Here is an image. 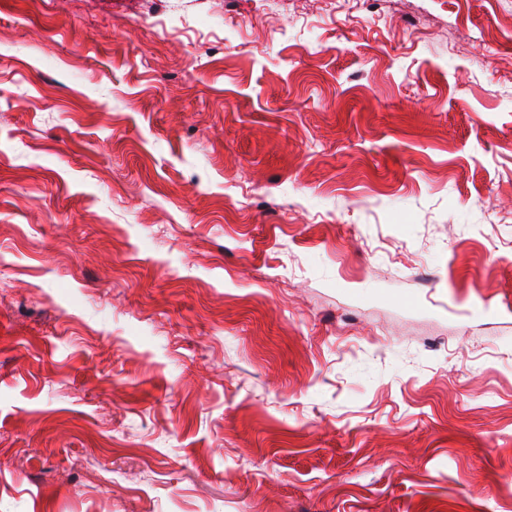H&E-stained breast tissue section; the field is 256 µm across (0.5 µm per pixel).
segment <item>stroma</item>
<instances>
[{"instance_id": "obj_1", "label": "stroma", "mask_w": 512, "mask_h": 512, "mask_svg": "<svg viewBox=\"0 0 512 512\" xmlns=\"http://www.w3.org/2000/svg\"><path fill=\"white\" fill-rule=\"evenodd\" d=\"M0 512H512V0H0Z\"/></svg>"}]
</instances>
